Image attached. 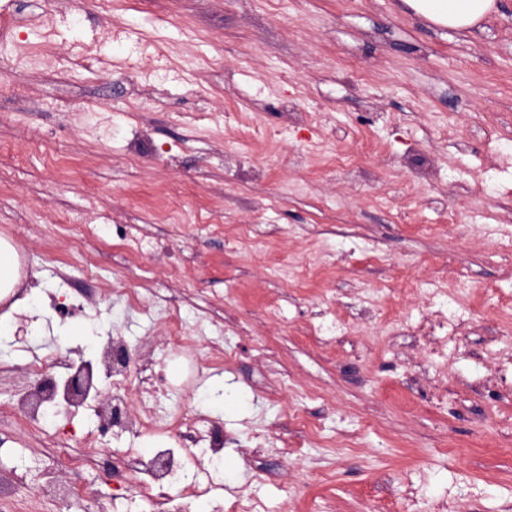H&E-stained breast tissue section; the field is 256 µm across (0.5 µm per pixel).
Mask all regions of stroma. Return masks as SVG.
<instances>
[{
  "label": "stroma",
  "instance_id": "stroma-1",
  "mask_svg": "<svg viewBox=\"0 0 512 512\" xmlns=\"http://www.w3.org/2000/svg\"><path fill=\"white\" fill-rule=\"evenodd\" d=\"M0 8V486L57 452L11 412L28 364L60 336L100 360L90 332L137 359L131 419L181 418L193 449L219 418L223 505L512 512V0L465 34L402 0ZM91 41L111 73L70 65ZM149 444L114 429L57 478L109 495ZM18 254L6 240H0V299L12 293L18 282Z\"/></svg>",
  "mask_w": 512,
  "mask_h": 512
}]
</instances>
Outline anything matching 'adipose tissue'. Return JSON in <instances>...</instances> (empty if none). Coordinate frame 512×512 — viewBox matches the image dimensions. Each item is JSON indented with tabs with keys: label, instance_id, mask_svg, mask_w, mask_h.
<instances>
[{
	"label": "adipose tissue",
	"instance_id": "1",
	"mask_svg": "<svg viewBox=\"0 0 512 512\" xmlns=\"http://www.w3.org/2000/svg\"><path fill=\"white\" fill-rule=\"evenodd\" d=\"M416 15L435 26L466 31L496 9V0H405Z\"/></svg>",
	"mask_w": 512,
	"mask_h": 512
}]
</instances>
